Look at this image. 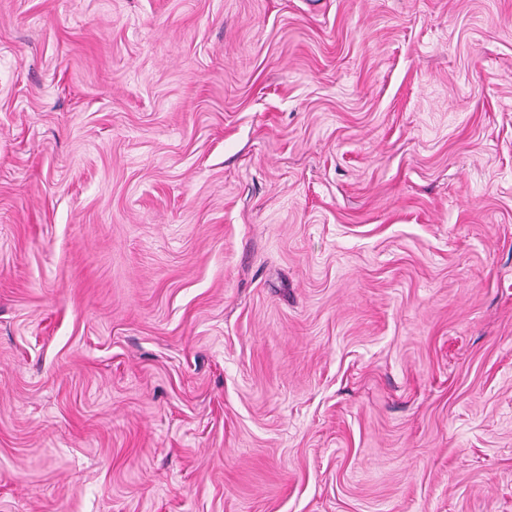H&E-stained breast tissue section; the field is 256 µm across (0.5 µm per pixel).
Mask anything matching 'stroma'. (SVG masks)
<instances>
[{"label": "stroma", "instance_id": "stroma-1", "mask_svg": "<svg viewBox=\"0 0 512 512\" xmlns=\"http://www.w3.org/2000/svg\"><path fill=\"white\" fill-rule=\"evenodd\" d=\"M0 512H512V0H0Z\"/></svg>", "mask_w": 512, "mask_h": 512}]
</instances>
